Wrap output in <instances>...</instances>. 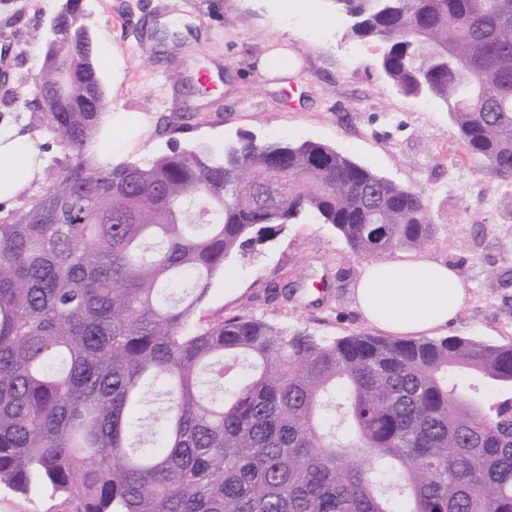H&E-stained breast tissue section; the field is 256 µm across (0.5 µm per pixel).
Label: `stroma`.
Here are the masks:
<instances>
[{
	"label": "stroma",
	"instance_id": "1",
	"mask_svg": "<svg viewBox=\"0 0 512 512\" xmlns=\"http://www.w3.org/2000/svg\"><path fill=\"white\" fill-rule=\"evenodd\" d=\"M63 0H0V124L36 138L46 165L70 159L31 115L44 37ZM109 102L146 112L154 130L142 161L171 142L222 149L242 131L328 144L418 190L437 227L422 248L457 269L466 290L451 336L512 344V182L469 156L441 102L400 93L372 65L375 43L347 35L329 0H80ZM297 60L286 82L261 58L275 43ZM325 224L285 225L249 258L226 263L202 320L241 315L334 338L375 334L354 288L370 265ZM43 491L0 487V512H75Z\"/></svg>",
	"mask_w": 512,
	"mask_h": 512
}]
</instances>
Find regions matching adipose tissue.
<instances>
[{"mask_svg":"<svg viewBox=\"0 0 512 512\" xmlns=\"http://www.w3.org/2000/svg\"><path fill=\"white\" fill-rule=\"evenodd\" d=\"M150 130V115L113 105L101 118L96 152L101 161L120 164ZM43 165L42 152L28 134L0 129V200L25 190ZM354 295L369 323L386 333L414 338L435 335L455 319L466 292L453 267L420 257L368 266Z\"/></svg>","mask_w":512,"mask_h":512,"instance_id":"1","label":"adipose tissue"}]
</instances>
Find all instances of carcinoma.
Instances as JSON below:
<instances>
[{
  "label": "carcinoma",
  "instance_id": "carcinoma-1",
  "mask_svg": "<svg viewBox=\"0 0 512 512\" xmlns=\"http://www.w3.org/2000/svg\"><path fill=\"white\" fill-rule=\"evenodd\" d=\"M330 2L376 69L512 177V0ZM55 20L36 97L67 71L41 121L72 163L0 217V483L78 512H512V344L193 321L283 224H329L354 256L422 248V194L247 132L99 163L108 103L79 0Z\"/></svg>",
  "mask_w": 512,
  "mask_h": 512
}]
</instances>
